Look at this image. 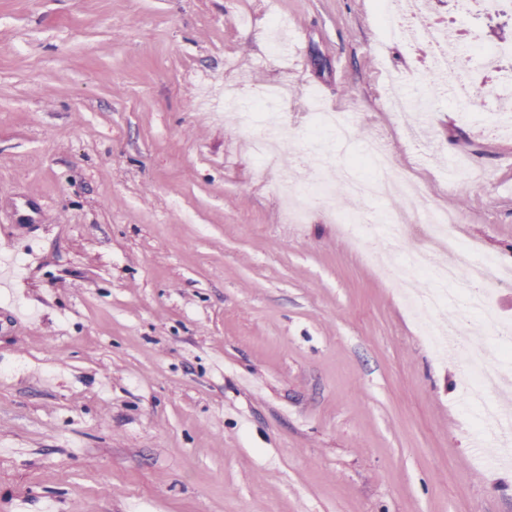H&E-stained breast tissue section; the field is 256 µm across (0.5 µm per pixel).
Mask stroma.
Segmentation results:
<instances>
[{"instance_id": "stroma-1", "label": "stroma", "mask_w": 512, "mask_h": 512, "mask_svg": "<svg viewBox=\"0 0 512 512\" xmlns=\"http://www.w3.org/2000/svg\"><path fill=\"white\" fill-rule=\"evenodd\" d=\"M422 13L512 39V8ZM302 28L305 66L274 52ZM377 0H0V512H512V463L459 360L331 219L288 223L277 184L319 168L322 112L387 143L424 203L512 259V58L476 112L437 100L421 136L388 109L431 50L383 38ZM272 96L275 165L252 148ZM406 197H350L367 239Z\"/></svg>"}]
</instances>
